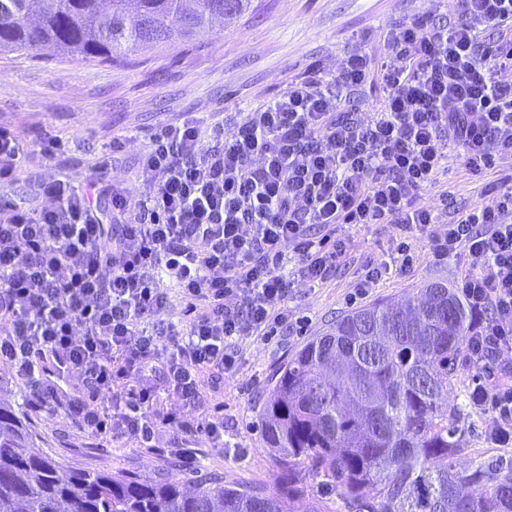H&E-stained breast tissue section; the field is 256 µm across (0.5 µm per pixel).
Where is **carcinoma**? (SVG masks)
<instances>
[{
	"mask_svg": "<svg viewBox=\"0 0 512 512\" xmlns=\"http://www.w3.org/2000/svg\"><path fill=\"white\" fill-rule=\"evenodd\" d=\"M252 0H0V53L40 49L114 62L191 40ZM478 315L426 283L401 305L372 303L307 342L277 371L260 410L281 464L278 490L67 469L0 385V512H293L305 476L343 490L350 512H512V457L459 468L448 387Z\"/></svg>",
	"mask_w": 512,
	"mask_h": 512,
	"instance_id": "carcinoma-1",
	"label": "carcinoma"
}]
</instances>
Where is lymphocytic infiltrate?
Listing matches in <instances>:
<instances>
[{
  "instance_id": "lymphocytic-infiltrate-1",
  "label": "lymphocytic infiltrate",
  "mask_w": 512,
  "mask_h": 512,
  "mask_svg": "<svg viewBox=\"0 0 512 512\" xmlns=\"http://www.w3.org/2000/svg\"><path fill=\"white\" fill-rule=\"evenodd\" d=\"M369 87L379 95L364 111ZM230 121L151 133L139 192L111 187V224L93 204L99 166L80 187L43 183L40 210L0 209V362L28 380L31 410L64 407L102 440L193 431L205 373L237 367L240 337L287 327L294 284L322 285L347 263L343 231L362 224L395 228L401 269L419 241L433 261L463 259L457 290L491 314L469 353L512 347V175L492 204L445 225L420 203L450 145L476 176L512 160V0H450L447 18L392 22L337 71L313 65ZM157 371L161 386L127 383ZM163 389L178 411L158 409Z\"/></svg>"
}]
</instances>
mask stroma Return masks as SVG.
I'll return each instance as SVG.
<instances>
[{
    "label": "stroma",
    "instance_id": "obj_1",
    "mask_svg": "<svg viewBox=\"0 0 512 512\" xmlns=\"http://www.w3.org/2000/svg\"><path fill=\"white\" fill-rule=\"evenodd\" d=\"M448 0H255L251 12L182 45L129 54L118 63L93 62L73 55L35 50L0 54V123L14 128L28 147L14 182L0 186V207L47 206L41 182L69 179L83 184L89 169L105 165V177L137 191L135 173L149 145V135L186 116L209 124L224 114L244 112L281 93L288 80L314 63L336 70L344 54L365 34H378L391 21L422 14L445 16ZM62 139L66 152L58 162H42L40 142ZM122 141L113 150V141ZM494 174L479 177L464 166L461 148H451L447 167L423 193L422 204L439 207L442 195L457 210L491 203L487 185ZM356 259L387 260L392 230L373 224L349 229ZM339 267L316 288L297 286L288 298L289 330L272 339L241 337V361L220 387L202 393L193 415L204 423L224 415V445L205 433L162 426L155 449L125 435L102 444L79 432L64 410L29 413L41 451L62 466L121 471L143 478L164 476L196 482L219 474L230 487L277 488L280 464L267 448L259 405L273 388L277 370L336 318L374 303H397L419 285L439 282L455 287L467 272L461 261L433 263L420 257L410 269L393 270L366 294L357 292V266ZM465 449L461 465L472 460L512 454V445L489 439L490 406L473 407L462 416ZM176 448L198 451L194 470L176 464Z\"/></svg>",
    "mask_w": 512,
    "mask_h": 512
}]
</instances>
